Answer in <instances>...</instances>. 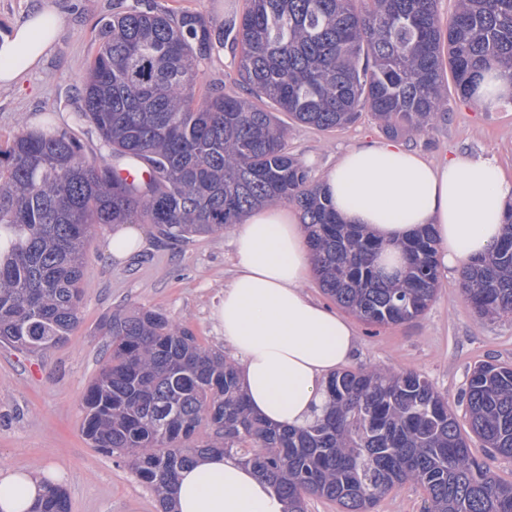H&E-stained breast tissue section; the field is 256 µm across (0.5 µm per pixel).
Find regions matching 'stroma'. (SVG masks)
Listing matches in <instances>:
<instances>
[{"mask_svg":"<svg viewBox=\"0 0 512 512\" xmlns=\"http://www.w3.org/2000/svg\"><path fill=\"white\" fill-rule=\"evenodd\" d=\"M131 2L54 0L64 17L58 40L21 86L0 91V141L49 118L58 128L74 129L87 159H100L104 150L97 134L73 123L78 88L95 52L96 22ZM162 2L176 13H203L216 25L241 14L245 6V0ZM237 61L228 49L207 60L195 85L196 98H204L216 82L226 94L244 95ZM385 139L368 112L330 131L288 125L290 150L317 182L342 151ZM399 141L436 164L458 153L492 156L505 176L512 177V107L487 112L452 94L433 127L403 134ZM140 230L143 246L120 262L110 251L111 228L91 239L81 319L67 344L27 353L0 343V468L62 469L70 512H161L155 493L128 465L100 453L82 433L83 394L110 354L105 320L131 307L156 309L189 328L205 349L228 351L214 312L235 272L230 232L172 243L159 238L152 225ZM439 280L433 302L412 322L371 327L353 319L358 348L350 366L419 371L453 405L476 362L512 364V318H477L462 297L457 271L441 270Z\"/></svg>","mask_w":512,"mask_h":512,"instance_id":"stroma-1","label":"stroma"}]
</instances>
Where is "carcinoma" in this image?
<instances>
[{
  "label": "carcinoma",
  "mask_w": 512,
  "mask_h": 512,
  "mask_svg": "<svg viewBox=\"0 0 512 512\" xmlns=\"http://www.w3.org/2000/svg\"><path fill=\"white\" fill-rule=\"evenodd\" d=\"M217 27L200 12L133 0L100 21L74 112L107 155L89 161L67 130L19 129L0 144V341L31 352L63 345L80 322L89 241L106 224H151L166 240L224 230L261 204L287 201L306 225L320 287L369 326L421 316L439 284L437 242L425 229L402 243L405 266L380 265L382 243L344 224L308 168L288 151L269 111L330 130L367 111L383 133L423 131L448 104V84L473 98L492 69L512 82V0H456L444 24L437 0H246ZM240 50L249 98L215 86L197 100L200 65ZM148 172L128 181L120 171ZM499 243L464 265V299L482 317L512 316V208ZM112 352L84 397L83 433L127 460L160 497L198 454L237 456L272 486L286 512L324 498L338 512H371L407 482L428 512H512V482L477 460L471 437L512 458V365H474L458 403L423 374L359 368L332 376L322 417L300 429L255 415L235 364L150 308L103 324ZM212 439L196 445L202 423ZM37 512H70L49 489Z\"/></svg>",
  "instance_id": "carcinoma-1"
}]
</instances>
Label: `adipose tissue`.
Returning <instances> with one entry per match:
<instances>
[{
	"label": "adipose tissue",
	"mask_w": 512,
	"mask_h": 512,
	"mask_svg": "<svg viewBox=\"0 0 512 512\" xmlns=\"http://www.w3.org/2000/svg\"><path fill=\"white\" fill-rule=\"evenodd\" d=\"M63 19L51 0L0 28V89L20 83L54 47ZM321 186L340 219L361 224L400 262L398 243L432 226L443 266L486 256L505 231L512 179L494 157L460 156L436 165L403 145L345 151ZM236 273L217 307V329L239 362L248 404L258 416L303 427L320 415L329 378L356 349L352 324L310 298L309 248L296 213L260 207L235 225ZM54 470L0 469V512H34ZM175 512H284L270 484L238 458L196 456L172 489Z\"/></svg>",
	"instance_id": "obj_1"
}]
</instances>
